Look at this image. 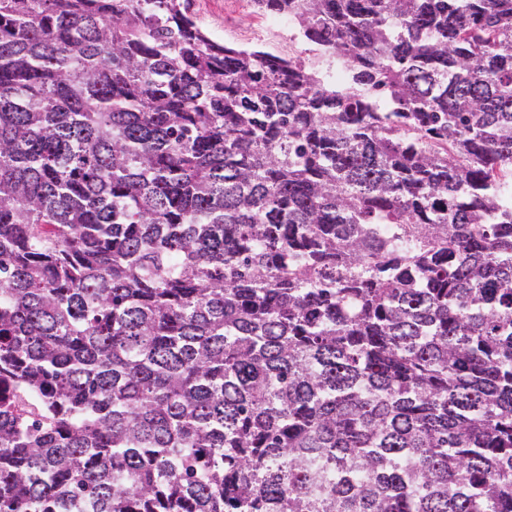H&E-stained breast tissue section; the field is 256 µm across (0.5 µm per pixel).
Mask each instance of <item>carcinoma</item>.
<instances>
[{"label": "carcinoma", "instance_id": "carcinoma-1", "mask_svg": "<svg viewBox=\"0 0 512 512\" xmlns=\"http://www.w3.org/2000/svg\"><path fill=\"white\" fill-rule=\"evenodd\" d=\"M255 2L0 0V512H512V0ZM235 0H194L199 26L212 38L238 48L274 50L288 57L307 45L292 44L287 38L265 28L263 13L240 12Z\"/></svg>", "mask_w": 512, "mask_h": 512}]
</instances>
